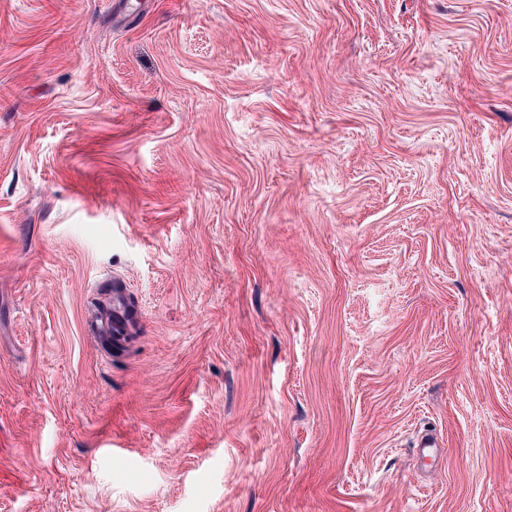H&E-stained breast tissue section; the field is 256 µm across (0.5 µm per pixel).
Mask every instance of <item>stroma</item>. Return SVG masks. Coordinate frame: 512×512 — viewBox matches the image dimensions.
<instances>
[{
  "label": "stroma",
  "instance_id": "1",
  "mask_svg": "<svg viewBox=\"0 0 512 512\" xmlns=\"http://www.w3.org/2000/svg\"><path fill=\"white\" fill-rule=\"evenodd\" d=\"M0 512H512V0H0Z\"/></svg>",
  "mask_w": 512,
  "mask_h": 512
}]
</instances>
